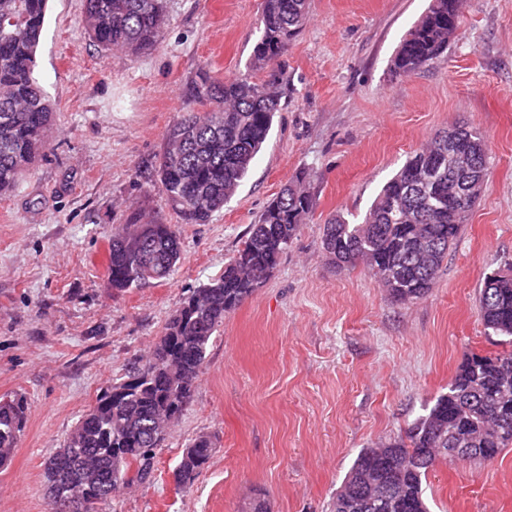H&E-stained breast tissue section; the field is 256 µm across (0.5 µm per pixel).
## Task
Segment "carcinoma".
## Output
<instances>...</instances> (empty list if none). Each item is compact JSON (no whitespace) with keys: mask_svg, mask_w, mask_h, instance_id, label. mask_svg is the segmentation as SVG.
<instances>
[{"mask_svg":"<svg viewBox=\"0 0 512 512\" xmlns=\"http://www.w3.org/2000/svg\"><path fill=\"white\" fill-rule=\"evenodd\" d=\"M48 0H0V196L14 193L48 145L57 104L33 76ZM460 0H432L395 56L398 75L411 74L448 50L459 21ZM307 0H264L260 38L249 73L220 80L203 72L192 88L201 110L166 132L153 167L159 191L181 224H207L248 178L280 108L269 71L286 43L301 29ZM164 0H85L82 27L101 50L132 56L153 47L167 24ZM463 170L448 168V134L415 151L380 189L359 224L338 214L323 226L322 247L338 266L361 265L392 299L422 300L436 283L467 210L479 199L472 187L488 175L490 156L481 132L457 127ZM313 210L308 191L284 187L250 226L224 272L185 295L159 341L127 379L97 395L61 448L46 462L57 483L48 492L50 512H66L78 498L84 512L112 503L119 485L153 478L155 449L191 402L207 348L224 317L253 296L278 266ZM108 275L118 290L168 278L182 259L174 224H138L113 229L108 239ZM479 317L486 329L512 343V274L485 277ZM21 398L0 401V465L8 464L26 417ZM512 447V350L468 354L448 393L440 395L407 435L355 459L330 512H428L423 479L429 466L412 463L415 449L439 457L459 448V459L488 462ZM213 442L205 434L186 447L177 480L191 484L209 463ZM383 457L397 464L394 489L384 508L359 507L362 497L385 485Z\"/></svg>","mask_w":512,"mask_h":512,"instance_id":"1","label":"carcinoma"}]
</instances>
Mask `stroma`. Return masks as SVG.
<instances>
[{
    "label": "stroma",
    "mask_w": 512,
    "mask_h": 512,
    "mask_svg": "<svg viewBox=\"0 0 512 512\" xmlns=\"http://www.w3.org/2000/svg\"><path fill=\"white\" fill-rule=\"evenodd\" d=\"M430 3L309 0L272 67L280 108L248 179L209 223L179 224L183 258L166 280L118 292L110 232L133 215L178 224L151 169L168 127L197 111L200 72L246 73L262 0H166L168 25L134 58L88 38L83 0H50L35 76L58 111L44 156L0 199V399L27 402L0 469V512H49L47 459L289 183L310 192L311 216L213 336L152 483L119 489L109 512H252L258 501L329 512L361 449L406 434L465 355L506 351L478 309L485 277L512 260V0H461L445 55L396 75L394 56ZM462 121L486 138V187L429 295L395 303L363 267L331 262L323 226L363 216L411 153ZM199 434L212 457L180 485L175 468ZM423 489L430 512H512V447L485 464L441 460Z\"/></svg>",
    "instance_id": "35a3bbf8"
}]
</instances>
